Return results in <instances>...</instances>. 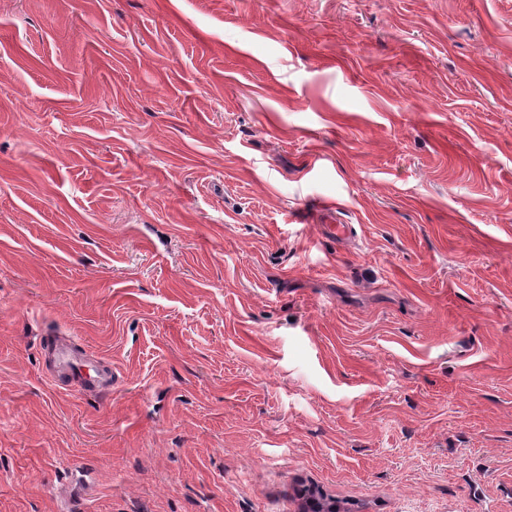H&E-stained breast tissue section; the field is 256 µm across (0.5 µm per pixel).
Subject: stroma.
I'll list each match as a JSON object with an SVG mask.
<instances>
[{"label":"stroma","instance_id":"stroma-1","mask_svg":"<svg viewBox=\"0 0 512 512\" xmlns=\"http://www.w3.org/2000/svg\"><path fill=\"white\" fill-rule=\"evenodd\" d=\"M306 488L512 512V0H0V512ZM41 348L56 369L52 380L55 386L83 394H100L112 388V370L104 372L103 379L96 382L87 379L86 368L89 359L84 349L60 346L47 338L42 340Z\"/></svg>","mask_w":512,"mask_h":512}]
</instances>
